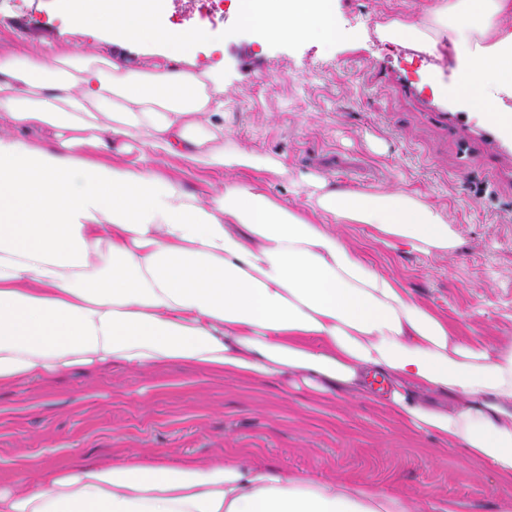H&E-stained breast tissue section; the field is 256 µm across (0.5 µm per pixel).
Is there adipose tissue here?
<instances>
[{"label": "adipose tissue", "mask_w": 512, "mask_h": 512, "mask_svg": "<svg viewBox=\"0 0 512 512\" xmlns=\"http://www.w3.org/2000/svg\"><path fill=\"white\" fill-rule=\"evenodd\" d=\"M335 0H264L246 20L274 37L336 41ZM84 36L67 55L47 43L0 55V388L81 368L184 366L206 376L303 384L317 397L375 395L396 421L458 444L512 484V341L460 340L336 234L366 224L383 244L455 246L446 214L403 190L314 184L308 210L273 198L279 162L227 144L224 77L184 69L205 32L161 26L143 0L69 10ZM425 49L448 37L482 69L463 93L512 97V0H429L415 19L378 25ZM114 43L166 42L168 65L112 59ZM48 131L56 146L28 139ZM140 138L135 162L90 149ZM223 171L207 197L166 177L168 158ZM388 387L372 393L371 378ZM459 399L442 407L414 391ZM0 512H452L346 479L303 476L228 454L207 463L129 452L91 468L37 467L26 488L0 484Z\"/></svg>", "instance_id": "adipose-tissue-1"}]
</instances>
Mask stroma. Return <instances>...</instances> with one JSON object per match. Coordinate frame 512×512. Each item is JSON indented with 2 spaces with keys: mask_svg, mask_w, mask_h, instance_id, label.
Instances as JSON below:
<instances>
[{
  "mask_svg": "<svg viewBox=\"0 0 512 512\" xmlns=\"http://www.w3.org/2000/svg\"><path fill=\"white\" fill-rule=\"evenodd\" d=\"M336 42L270 38L246 25L239 0L199 14L193 0H167L165 15L201 30L197 69L224 70V124L242 151L280 161L266 174L270 194L297 208V182L324 178L351 189H402L448 215L457 239L445 254L390 249L366 224L341 233L380 271L447 317L457 336L498 344L512 339V141L489 147L466 101L439 92L429 60L381 41L377 23L420 15L426 0H335ZM65 0H23L0 10V53L49 40L65 55ZM386 63L418 91L406 99L374 80ZM463 112L467 124L442 128L427 103ZM191 456L205 462L241 454L306 476L345 478L445 498L455 512H502L512 485L479 469L460 446L403 429L366 399L319 400L277 380L247 385L206 379L174 366L129 373L77 370L53 386L27 382L0 390V484L26 486L28 461L92 466L125 452Z\"/></svg>",
  "mask_w": 512,
  "mask_h": 512,
  "instance_id": "obj_1",
  "label": "stroma"
}]
</instances>
